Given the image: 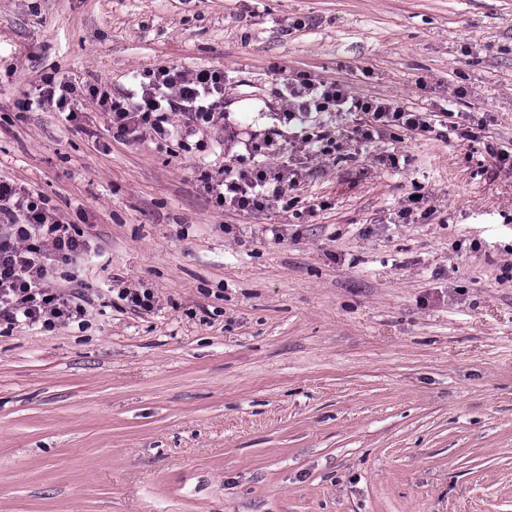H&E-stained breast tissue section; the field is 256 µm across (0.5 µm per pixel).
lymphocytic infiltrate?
Listing matches in <instances>:
<instances>
[{"label":"lymphocytic infiltrate","instance_id":"obj_1","mask_svg":"<svg viewBox=\"0 0 512 512\" xmlns=\"http://www.w3.org/2000/svg\"><path fill=\"white\" fill-rule=\"evenodd\" d=\"M288 98L287 121L302 123L298 136L306 154L327 157L339 151L321 118L331 112H359L364 122L352 131L355 141L371 142L393 128L426 133L433 124L427 114L411 112L399 101L351 97L340 85H327L305 75L283 77ZM224 74L202 69L192 74L158 68L134 78L132 89L115 95L90 87L97 103L109 112L121 136H137L150 128L165 134L169 114L182 112L186 132L220 118ZM257 146L236 159V169L208 177L206 189L218 205L243 212L260 211L270 200H284L287 172L259 163ZM86 241L72 225L56 220L46 200L0 181V325H24L42 332L57 326L83 323L87 313L83 290L53 288L60 268L74 264L85 252Z\"/></svg>","mask_w":512,"mask_h":512}]
</instances>
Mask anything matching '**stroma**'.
<instances>
[{
    "mask_svg": "<svg viewBox=\"0 0 512 512\" xmlns=\"http://www.w3.org/2000/svg\"><path fill=\"white\" fill-rule=\"evenodd\" d=\"M161 67L223 70V120L114 136L88 84ZM278 68L480 135L358 143L340 112L308 157ZM48 74L77 120L20 110ZM268 139L290 204L215 206L205 175ZM498 148L512 0H0V180L82 233L95 296L82 328L0 327V512H512ZM117 296L126 306L136 313L151 312L155 308L154 294L147 288H120Z\"/></svg>",
    "mask_w": 512,
    "mask_h": 512,
    "instance_id": "1",
    "label": "stroma"
}]
</instances>
